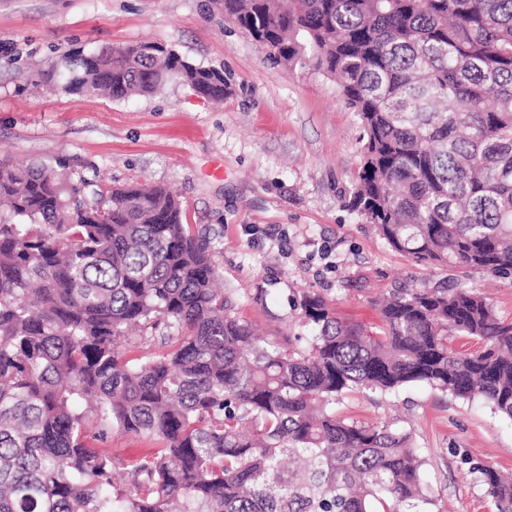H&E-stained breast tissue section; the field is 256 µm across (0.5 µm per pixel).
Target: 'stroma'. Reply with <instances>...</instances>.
<instances>
[{"label": "stroma", "instance_id": "obj_1", "mask_svg": "<svg viewBox=\"0 0 512 512\" xmlns=\"http://www.w3.org/2000/svg\"><path fill=\"white\" fill-rule=\"evenodd\" d=\"M143 41L223 69V102L179 83L125 101L58 86L65 56ZM362 136L335 80L275 63L215 0H0V156L105 186L174 188L238 316L264 338L308 345L307 292L371 324L375 299L451 276L391 249L348 207ZM336 411L410 436L436 512H494L469 465L512 474L511 419L421 384L353 392Z\"/></svg>", "mask_w": 512, "mask_h": 512}]
</instances>
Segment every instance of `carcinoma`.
Wrapping results in <instances>:
<instances>
[{"mask_svg": "<svg viewBox=\"0 0 512 512\" xmlns=\"http://www.w3.org/2000/svg\"><path fill=\"white\" fill-rule=\"evenodd\" d=\"M216 2L276 62L342 79L364 140L351 208L393 250L508 276L512 0ZM57 76L114 101L172 82L228 92L224 70L158 42L101 47ZM90 185L0 158V512H430L409 436L332 405L426 384L512 419V318L481 293L397 290L373 328L306 293L309 346L264 341L167 186ZM114 431L155 444L124 492ZM469 470L512 512V480Z\"/></svg>", "mask_w": 512, "mask_h": 512, "instance_id": "cac0c4a2", "label": "carcinoma"}]
</instances>
